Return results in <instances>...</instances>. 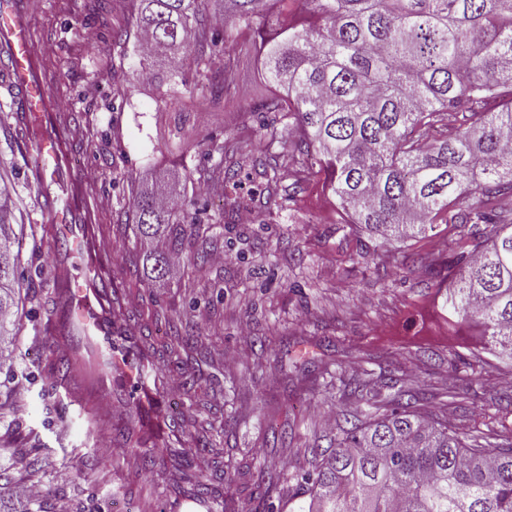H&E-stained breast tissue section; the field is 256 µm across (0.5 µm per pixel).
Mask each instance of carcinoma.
Instances as JSON below:
<instances>
[{
	"instance_id": "carcinoma-1",
	"label": "carcinoma",
	"mask_w": 512,
	"mask_h": 512,
	"mask_svg": "<svg viewBox=\"0 0 512 512\" xmlns=\"http://www.w3.org/2000/svg\"><path fill=\"white\" fill-rule=\"evenodd\" d=\"M224 22L211 31L200 0H129L120 46L147 36L138 49L144 72L188 84L224 111L238 106L233 76L244 59L260 60L274 92L243 113L257 125L260 154L240 138L216 146L228 209L256 204L275 216L292 200L285 177L312 181L335 203L336 224L366 229L382 244L434 239L442 224L459 228L453 253L413 257L437 269L447 288L442 312L450 325H470L481 349L512 358V0H210ZM471 205H463L470 193ZM138 233L165 224L200 223L172 196L135 192ZM15 215L0 201V355L20 333L15 285L24 280ZM112 324L128 331L122 289L110 268ZM173 337L156 348L139 339L131 361L147 364L148 392H161L156 364L177 369L186 392L195 385L182 353L199 337ZM82 360L63 354L52 374L63 380ZM112 445L145 449L179 493L192 492L238 512L224 490L218 427L201 421L191 440L179 428L194 420L147 405L117 403ZM288 512H512V436L490 442L451 430L397 396L364 420L344 414L321 461L293 475Z\"/></svg>"
}]
</instances>
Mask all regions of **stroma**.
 <instances>
[{
    "label": "stroma",
    "instance_id": "obj_1",
    "mask_svg": "<svg viewBox=\"0 0 512 512\" xmlns=\"http://www.w3.org/2000/svg\"><path fill=\"white\" fill-rule=\"evenodd\" d=\"M127 18L125 0H105L88 12L82 0H39L32 37L41 73L59 116L81 114L72 158L110 225L107 245L113 282L126 291L132 334L151 337L156 317L192 328L209 347L196 357L194 396L187 406L211 404L222 424L224 464L239 512H264L266 495L250 468L283 475L313 468L338 413L339 393L321 376L329 369L361 379L390 378L425 398L423 414L449 426L512 432V361L481 363L469 329L449 328L438 281L410 262L367 265L361 248L377 241L334 221L315 185L296 197L295 216H210L224 189L210 169L213 149L237 133L238 114L200 98L192 86L141 77L134 44L119 48L112 31ZM12 87L0 73V172L10 180L23 223L34 237L22 243V264L34 270L22 289L11 375L0 372V471L36 469L49 512H161L162 483L137 470L130 454L109 447L112 417L103 399L94 424L73 412L62 389H50L58 337L46 332L54 242L37 221L39 192L28 174L30 141L18 138L11 117ZM165 181L200 212L198 246L220 252L222 263L197 269L192 260L154 277L149 254L170 247L168 236L135 233L132 189ZM157 300L148 306L142 292Z\"/></svg>",
    "mask_w": 512,
    "mask_h": 512
}]
</instances>
